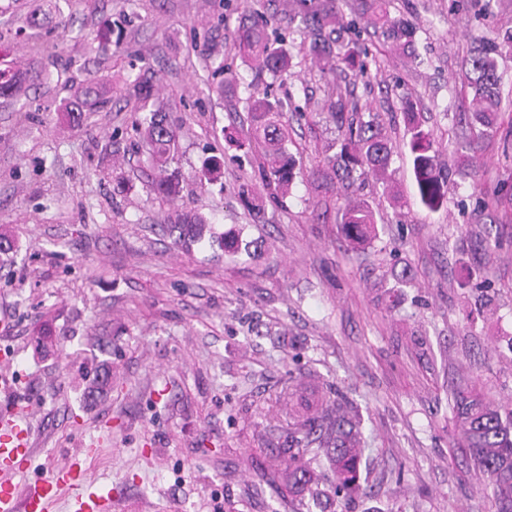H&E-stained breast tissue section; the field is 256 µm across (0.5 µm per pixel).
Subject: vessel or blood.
Wrapping results in <instances>:
<instances>
[{"label": "vessel or blood", "instance_id": "obj_1", "mask_svg": "<svg viewBox=\"0 0 512 512\" xmlns=\"http://www.w3.org/2000/svg\"><path fill=\"white\" fill-rule=\"evenodd\" d=\"M35 452L26 412L0 419V512H51L65 491L70 494L69 512H117L119 502L111 489L84 482V465L92 449H80L36 481L17 483V475L24 473Z\"/></svg>", "mask_w": 512, "mask_h": 512}]
</instances>
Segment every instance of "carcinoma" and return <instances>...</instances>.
Listing matches in <instances>:
<instances>
[{"label": "carcinoma", "instance_id": "1", "mask_svg": "<svg viewBox=\"0 0 512 512\" xmlns=\"http://www.w3.org/2000/svg\"><path fill=\"white\" fill-rule=\"evenodd\" d=\"M345 0H297L295 12L299 18L297 33L308 43L313 63L324 74L349 70L362 77L369 75L377 64L367 48L344 37V32L356 25V20L344 19L340 5ZM390 0H364L365 10L371 13L370 24L375 32L393 45H410L413 30L403 20L391 16ZM285 36L277 28L268 29L263 19L251 25L240 24L233 41L238 55L255 67L279 75L292 66V56L282 45ZM512 48V30L504 33L499 43L472 47L463 60L467 86L471 90V110L462 120L480 127V134L492 132L493 116L512 101L504 102L497 56L502 49ZM137 99L136 110L144 113L143 137L149 159L157 170L152 191L175 202L178 185L164 175L174 152L178 131L156 111L147 110L150 92L139 80L132 83ZM336 99L329 100L328 111L341 133L339 149L327 158L326 165L343 183L363 181L375 176L388 182V167L392 155L391 139L382 132L377 118L364 120L367 105L351 94L335 91ZM78 97L82 104L95 111L107 104L101 87L88 82ZM251 114L253 132L265 145L261 173L266 184L285 194L293 179V167L287 157L288 132L285 114L277 101L260 97L251 91L246 98ZM411 132L407 146L412 157V170L420 203L431 211L438 210L447 200V178L437 164L436 150L430 133L421 129L420 116L406 113ZM345 237L355 246H365L377 236L374 211L366 203H349L341 214ZM162 230L185 249L203 240L223 249L229 255L248 256L261 249L257 240L244 242L232 232L219 233L201 212L175 210L174 216ZM451 409L465 448L474 465L487 476L496 512H512V408H504L488 396L471 389H456L451 393ZM288 447L268 457L263 482L272 487L283 475H288V491L307 492L310 501L300 500L295 512H332L339 498L351 499L361 490L360 461L363 453V421L359 410L341 398L326 400L322 408L307 417L288 414L285 429ZM326 459L335 481L328 487L319 483L313 465Z\"/></svg>", "mask_w": 512, "mask_h": 512}]
</instances>
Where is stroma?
Masks as SVG:
<instances>
[{"label":"stroma","mask_w":512,"mask_h":512,"mask_svg":"<svg viewBox=\"0 0 512 512\" xmlns=\"http://www.w3.org/2000/svg\"><path fill=\"white\" fill-rule=\"evenodd\" d=\"M28 3L0 0V67L30 75L16 100L0 98V231L14 240L0 254V367L13 379L0 413L30 409L26 481L92 448L86 474L124 512H292L274 488L253 489L268 445H287L269 408L301 379L312 389L295 408L338 394L363 416V491L336 512H494L448 402L475 387L512 405V112L483 138L455 117L471 99L462 59L512 29V0L489 15L481 0H392L416 29L417 66L361 34L379 68L336 82L371 104L394 144L392 196L372 177L348 189L332 179L333 84L299 41H286L293 67L277 78L236 54L243 0H52L26 41L14 13ZM136 76L178 129L173 203L150 189L126 92ZM93 79L108 106L68 122L65 107ZM250 85L301 108L286 115L285 197L241 147ZM408 106L449 172L436 211L417 197ZM208 159L221 169L202 182ZM350 200L382 218L364 249L340 229ZM175 206L262 240L263 255L175 247L160 230ZM101 365L112 386L91 401L87 375Z\"/></svg>","instance_id":"1"}]
</instances>
